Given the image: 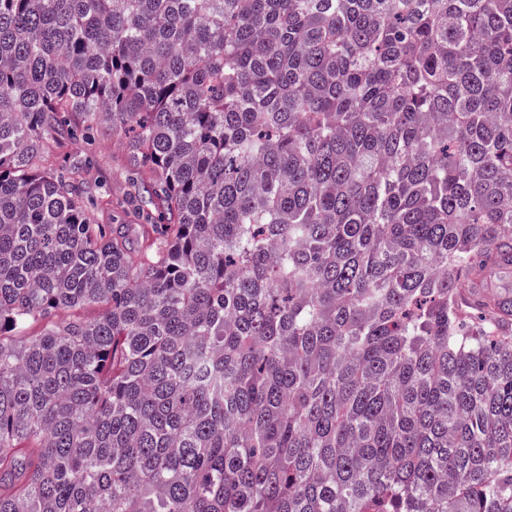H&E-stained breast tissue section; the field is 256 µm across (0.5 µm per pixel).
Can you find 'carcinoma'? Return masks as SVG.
<instances>
[{
  "instance_id": "carcinoma-1",
  "label": "carcinoma",
  "mask_w": 512,
  "mask_h": 512,
  "mask_svg": "<svg viewBox=\"0 0 512 512\" xmlns=\"http://www.w3.org/2000/svg\"><path fill=\"white\" fill-rule=\"evenodd\" d=\"M511 269L512 0H0V512H512ZM79 148L88 151L93 162L87 173V181L94 190L104 189L114 198H127V201L139 200L137 193L129 183V176L122 163L124 152L123 138L109 134L97 138L91 144H79Z\"/></svg>"
}]
</instances>
